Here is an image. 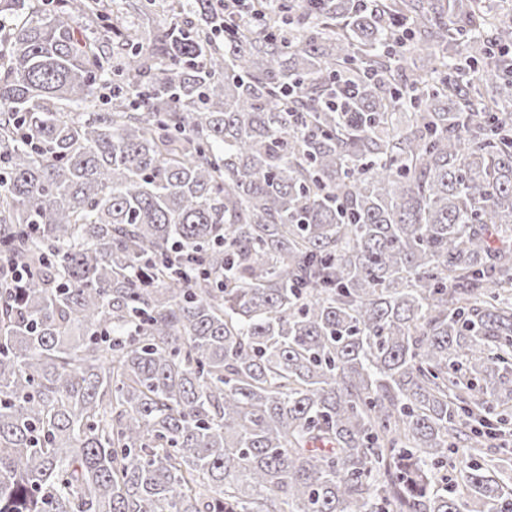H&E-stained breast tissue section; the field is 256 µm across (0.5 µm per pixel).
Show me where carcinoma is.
Returning a JSON list of instances; mask_svg holds the SVG:
<instances>
[{"mask_svg":"<svg viewBox=\"0 0 512 512\" xmlns=\"http://www.w3.org/2000/svg\"><path fill=\"white\" fill-rule=\"evenodd\" d=\"M16 10L0 512H512V11Z\"/></svg>","mask_w":512,"mask_h":512,"instance_id":"obj_1","label":"carcinoma"}]
</instances>
